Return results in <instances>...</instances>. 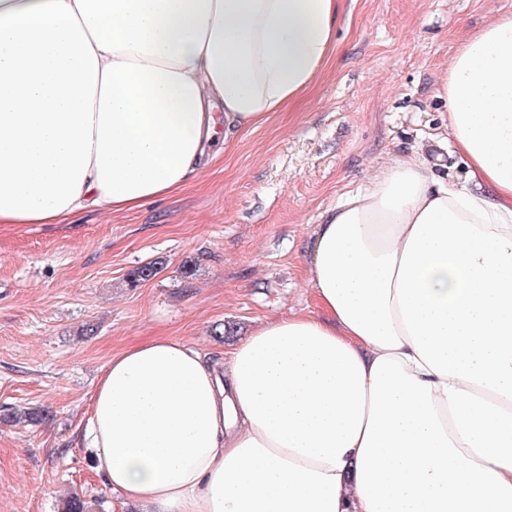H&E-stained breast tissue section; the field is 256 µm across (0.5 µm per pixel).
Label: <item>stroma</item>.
Listing matches in <instances>:
<instances>
[{
	"label": "stroma",
	"mask_w": 512,
	"mask_h": 512,
	"mask_svg": "<svg viewBox=\"0 0 512 512\" xmlns=\"http://www.w3.org/2000/svg\"><path fill=\"white\" fill-rule=\"evenodd\" d=\"M500 14L512 0H344L313 87L216 141L179 193L66 224H0V410L50 413L0 422V512H63L73 493L113 512L82 441L112 355L166 336L223 360L266 320L315 310L310 236L377 169L424 155L466 180L437 88L463 38ZM154 262V278L133 279Z\"/></svg>",
	"instance_id": "obj_1"
}]
</instances>
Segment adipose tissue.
Segmentation results:
<instances>
[{"instance_id": "1", "label": "adipose tissue", "mask_w": 512, "mask_h": 512, "mask_svg": "<svg viewBox=\"0 0 512 512\" xmlns=\"http://www.w3.org/2000/svg\"><path fill=\"white\" fill-rule=\"evenodd\" d=\"M343 0H0V224L131 211L204 174L217 136L315 82ZM470 170L392 161L321 216L316 312L213 362L113 355L84 440L144 512H512V15L438 88Z\"/></svg>"}]
</instances>
